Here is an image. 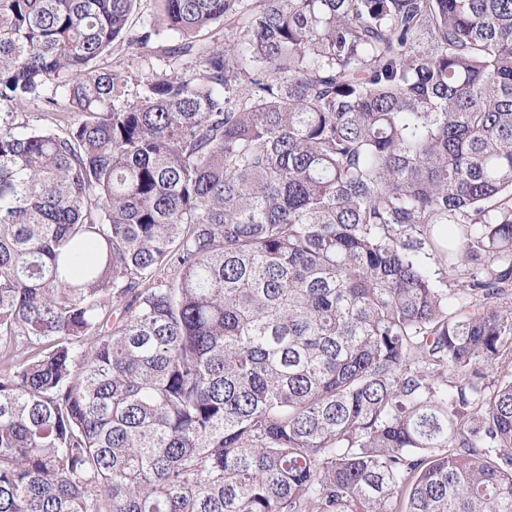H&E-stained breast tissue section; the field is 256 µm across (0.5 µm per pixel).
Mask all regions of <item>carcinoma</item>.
<instances>
[{
	"label": "carcinoma",
	"mask_w": 512,
	"mask_h": 512,
	"mask_svg": "<svg viewBox=\"0 0 512 512\" xmlns=\"http://www.w3.org/2000/svg\"><path fill=\"white\" fill-rule=\"evenodd\" d=\"M163 2L0 0V512H512V0ZM121 59L122 62L125 63V67L127 70H129L131 73H133L134 75H140L141 72H145V71H148V64L147 62L150 63V68H151V62L153 63L154 67L160 71L162 68H165L168 64L167 60L168 59H162V57H157V59L155 58H152L151 60L150 59H146V58H140V57H137V56H132V55H125L123 54V52L121 51H116L112 54V57H108L107 59H104L101 61V64L102 66H108L112 63V61L114 60H117V59ZM144 60H147V61H144Z\"/></svg>",
	"instance_id": "obj_1"
}]
</instances>
